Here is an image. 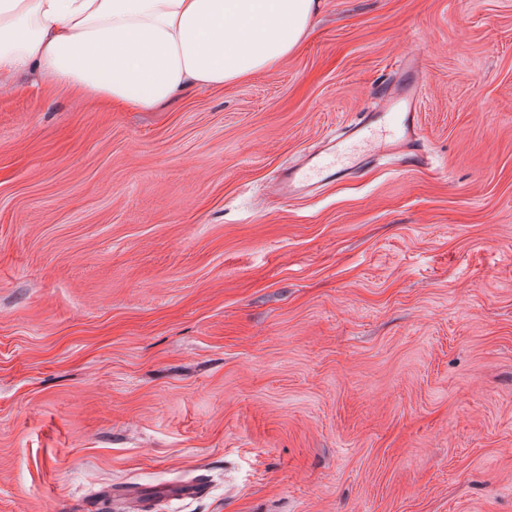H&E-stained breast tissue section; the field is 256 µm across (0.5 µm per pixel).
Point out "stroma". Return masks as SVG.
I'll return each mask as SVG.
<instances>
[{
	"label": "stroma",
	"instance_id": "35a3bbf8",
	"mask_svg": "<svg viewBox=\"0 0 512 512\" xmlns=\"http://www.w3.org/2000/svg\"><path fill=\"white\" fill-rule=\"evenodd\" d=\"M409 51L417 161L277 198ZM131 492L512 512V0H320L278 66L155 112L0 87V512Z\"/></svg>",
	"mask_w": 512,
	"mask_h": 512
}]
</instances>
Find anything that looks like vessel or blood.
Returning a JSON list of instances; mask_svg holds the SVG:
<instances>
[{
    "label": "vessel or blood",
    "instance_id": "vessel-or-blood-1",
    "mask_svg": "<svg viewBox=\"0 0 512 512\" xmlns=\"http://www.w3.org/2000/svg\"><path fill=\"white\" fill-rule=\"evenodd\" d=\"M417 65L413 56H404V78L398 87L387 90L378 108L366 113L363 123L355 125L350 134L325 142L301 164L286 167L276 179L277 194L283 198L307 194L334 174L353 169L359 159L368 155L387 150L408 152L417 138Z\"/></svg>",
    "mask_w": 512,
    "mask_h": 512
}]
</instances>
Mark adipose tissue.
Returning <instances> with one entry per match:
<instances>
[{
  "instance_id": "adipose-tissue-1",
  "label": "adipose tissue",
  "mask_w": 512,
  "mask_h": 512,
  "mask_svg": "<svg viewBox=\"0 0 512 512\" xmlns=\"http://www.w3.org/2000/svg\"><path fill=\"white\" fill-rule=\"evenodd\" d=\"M318 10L319 0H0V83L28 73L60 94L152 111L277 66Z\"/></svg>"
}]
</instances>
